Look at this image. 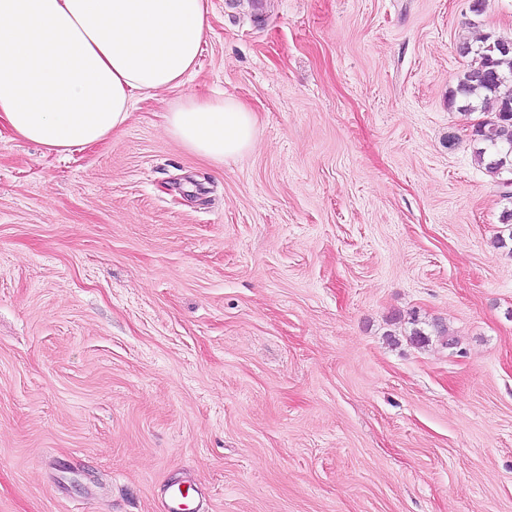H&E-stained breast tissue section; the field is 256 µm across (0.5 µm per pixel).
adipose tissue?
I'll return each mask as SVG.
<instances>
[{"label":"adipose tissue","mask_w":512,"mask_h":512,"mask_svg":"<svg viewBox=\"0 0 512 512\" xmlns=\"http://www.w3.org/2000/svg\"><path fill=\"white\" fill-rule=\"evenodd\" d=\"M209 15L210 0H0V127L62 156L111 140L136 98L184 85ZM164 128L217 166L256 144L232 98L184 95Z\"/></svg>","instance_id":"adipose-tissue-1"}]
</instances>
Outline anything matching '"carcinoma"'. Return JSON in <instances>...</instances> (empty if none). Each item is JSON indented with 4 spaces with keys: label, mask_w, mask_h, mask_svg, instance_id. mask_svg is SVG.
Returning a JSON list of instances; mask_svg holds the SVG:
<instances>
[{
    "label": "carcinoma",
    "mask_w": 512,
    "mask_h": 512,
    "mask_svg": "<svg viewBox=\"0 0 512 512\" xmlns=\"http://www.w3.org/2000/svg\"><path fill=\"white\" fill-rule=\"evenodd\" d=\"M459 52L476 54L479 63L459 78L452 101L470 113L477 110L482 98L497 101V111L472 129V135L484 143L476 151L477 160L493 177L512 174V42L487 34L475 48L462 43Z\"/></svg>",
    "instance_id": "1"
}]
</instances>
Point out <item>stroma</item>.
Segmentation results:
<instances>
[{"instance_id":"35a3bbf8","label":"stroma","mask_w":512,"mask_h":512,"mask_svg":"<svg viewBox=\"0 0 512 512\" xmlns=\"http://www.w3.org/2000/svg\"><path fill=\"white\" fill-rule=\"evenodd\" d=\"M473 2L210 0L184 90L259 140L218 167L175 90L0 133V512H512V203L450 102L512 0ZM165 131L186 150L221 166L252 150L256 118L233 98L186 94L164 114Z\"/></svg>"}]
</instances>
